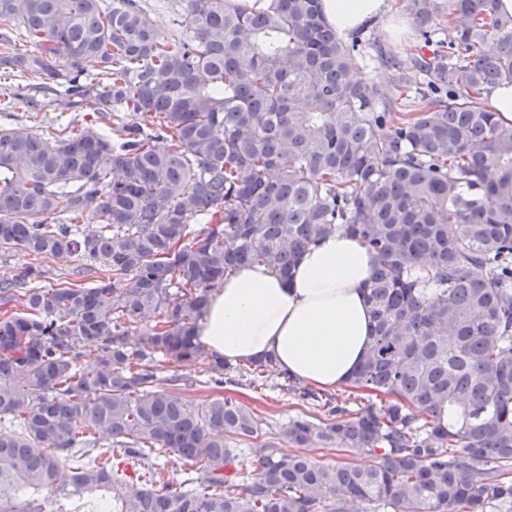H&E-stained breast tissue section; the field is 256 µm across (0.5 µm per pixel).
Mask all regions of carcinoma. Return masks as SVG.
Wrapping results in <instances>:
<instances>
[{"label": "carcinoma", "instance_id": "cac0c4a2", "mask_svg": "<svg viewBox=\"0 0 512 512\" xmlns=\"http://www.w3.org/2000/svg\"><path fill=\"white\" fill-rule=\"evenodd\" d=\"M494 2L407 0L448 52L379 55L394 86L434 95L399 112L352 78L363 56L320 0H174L178 39L136 0H0V72L96 105L90 126L0 127V254L30 259L0 280V419L21 422L0 428V512H512V126L484 98L512 83V16ZM86 60L99 76L80 78ZM85 220L97 230L77 233ZM338 232L373 255V336L349 386L385 399L354 412L271 355L248 373L327 409L288 421L295 446L378 462L266 445L250 472L224 436H254L252 413L185 399L193 379L154 363L206 360L208 383L232 382L197 341L211 291L244 265L287 278ZM75 257L99 265L93 285L30 286ZM104 436L144 478L94 456Z\"/></svg>", "mask_w": 512, "mask_h": 512}]
</instances>
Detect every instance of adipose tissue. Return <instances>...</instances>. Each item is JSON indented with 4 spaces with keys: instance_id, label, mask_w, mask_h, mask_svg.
<instances>
[{
    "instance_id": "1",
    "label": "adipose tissue",
    "mask_w": 512,
    "mask_h": 512,
    "mask_svg": "<svg viewBox=\"0 0 512 512\" xmlns=\"http://www.w3.org/2000/svg\"><path fill=\"white\" fill-rule=\"evenodd\" d=\"M389 8L388 0H321L340 34L375 25ZM372 267L357 239L337 233L305 250L289 279L263 265L239 268L211 295L198 340L230 362L273 356L319 389L348 384L372 333Z\"/></svg>"
}]
</instances>
